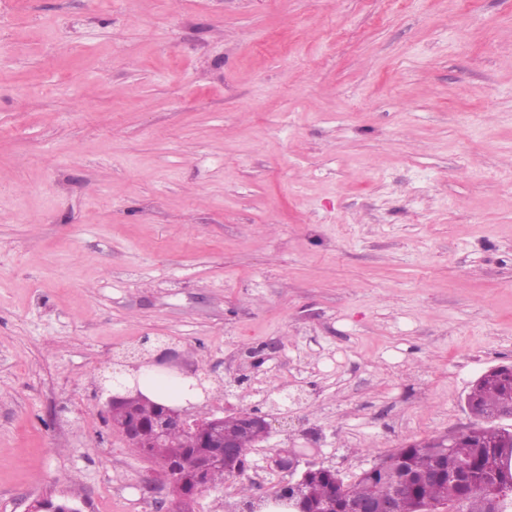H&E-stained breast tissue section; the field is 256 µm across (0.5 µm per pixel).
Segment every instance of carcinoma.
Listing matches in <instances>:
<instances>
[{
    "label": "carcinoma",
    "instance_id": "obj_1",
    "mask_svg": "<svg viewBox=\"0 0 512 512\" xmlns=\"http://www.w3.org/2000/svg\"><path fill=\"white\" fill-rule=\"evenodd\" d=\"M512 405V375L499 373L483 377L475 386L469 406L478 418L461 438L463 448H450L444 439L408 443L379 459L346 483L328 467L313 465L305 471L301 496L292 487L275 492V501H296L298 512H346L352 500L397 497V512H512V435L487 426L492 411ZM158 402H137L112 411L120 425L148 424ZM260 431L241 435L240 419L224 416V437L242 438L235 459L207 470L204 482L213 487L224 483L225 473L244 472L247 450ZM135 452L165 471L170 470L189 490L196 481L201 460L216 452L195 445L193 439L175 428L168 445L135 448Z\"/></svg>",
    "mask_w": 512,
    "mask_h": 512
}]
</instances>
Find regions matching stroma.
I'll return each mask as SVG.
<instances>
[{
  "label": "stroma",
  "instance_id": "stroma-1",
  "mask_svg": "<svg viewBox=\"0 0 512 512\" xmlns=\"http://www.w3.org/2000/svg\"><path fill=\"white\" fill-rule=\"evenodd\" d=\"M352 481L512 363V0H0V512H169L101 382L143 338Z\"/></svg>",
  "mask_w": 512,
  "mask_h": 512
}]
</instances>
